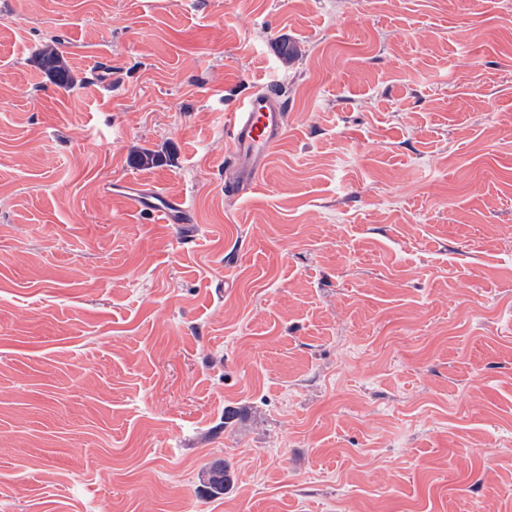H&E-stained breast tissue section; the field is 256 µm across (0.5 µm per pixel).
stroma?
I'll return each mask as SVG.
<instances>
[{
  "label": "stroma",
  "mask_w": 512,
  "mask_h": 512,
  "mask_svg": "<svg viewBox=\"0 0 512 512\" xmlns=\"http://www.w3.org/2000/svg\"><path fill=\"white\" fill-rule=\"evenodd\" d=\"M0 512H512V0H0ZM41 66L51 73L54 83L62 89L73 88L76 80L66 66L62 55L53 48H45L38 52ZM224 152V193L240 198L254 192L282 142L287 113L272 86H260L228 112ZM117 190L110 192L125 207L154 213L160 217L162 224L193 223V203L186 194L170 196L152 185L131 182L120 184Z\"/></svg>",
  "instance_id": "35a3bbf8"
}]
</instances>
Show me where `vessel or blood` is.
I'll use <instances>...</instances> for the list:
<instances>
[{
  "label": "vessel or blood",
  "instance_id": "vessel-or-blood-1",
  "mask_svg": "<svg viewBox=\"0 0 512 512\" xmlns=\"http://www.w3.org/2000/svg\"><path fill=\"white\" fill-rule=\"evenodd\" d=\"M288 127L283 101L274 87L262 86L247 95L228 114L224 152V192L240 198L254 192ZM125 207L159 216L164 224L190 223L192 201L170 196L154 186L120 184L114 193Z\"/></svg>",
  "mask_w": 512,
  "mask_h": 512
}]
</instances>
